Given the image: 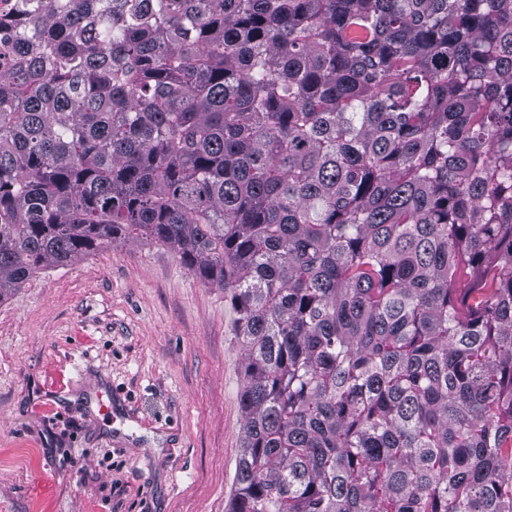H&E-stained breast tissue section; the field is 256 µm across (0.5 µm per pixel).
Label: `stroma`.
<instances>
[{"label":"stroma","mask_w":512,"mask_h":512,"mask_svg":"<svg viewBox=\"0 0 512 512\" xmlns=\"http://www.w3.org/2000/svg\"><path fill=\"white\" fill-rule=\"evenodd\" d=\"M233 318L172 248L123 240L0 297V512H225Z\"/></svg>","instance_id":"1"}]
</instances>
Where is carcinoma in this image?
<instances>
[{"label": "carcinoma", "instance_id": "carcinoma-1", "mask_svg": "<svg viewBox=\"0 0 512 512\" xmlns=\"http://www.w3.org/2000/svg\"><path fill=\"white\" fill-rule=\"evenodd\" d=\"M0 297L116 238L224 289L228 512H512V0H25Z\"/></svg>", "mask_w": 512, "mask_h": 512}]
</instances>
